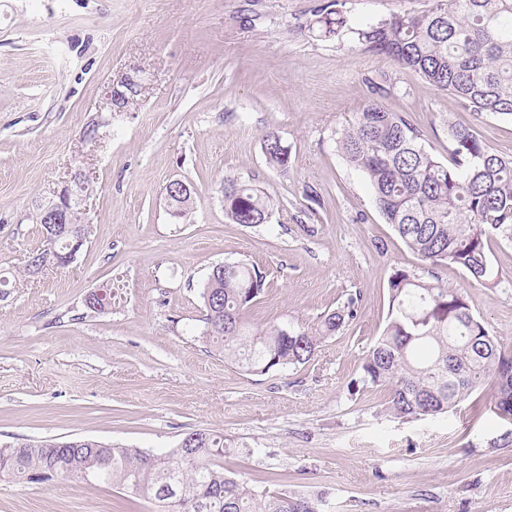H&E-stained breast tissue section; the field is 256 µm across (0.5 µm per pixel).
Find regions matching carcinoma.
<instances>
[{"label":"carcinoma","mask_w":512,"mask_h":512,"mask_svg":"<svg viewBox=\"0 0 512 512\" xmlns=\"http://www.w3.org/2000/svg\"><path fill=\"white\" fill-rule=\"evenodd\" d=\"M321 33L340 34L339 12L324 10ZM359 47L385 55L479 116L512 120V0H428L418 12L396 13L354 31ZM446 163L422 144L421 132L377 103L356 113L338 137L346 159L369 181L375 203L421 261L454 265L485 288L500 283L490 243L512 242V157L493 151L469 128L447 124ZM267 163L288 167L277 132L263 137ZM276 204L235 178L224 179V215L233 224H266ZM266 278L245 262L213 267L200 298L206 341L250 374L308 363L322 342L354 317V299L321 317L315 330L275 323L252 327L249 308ZM388 323L362 363L363 385L390 389L399 418L437 416L458 407L485 380L484 409L512 415V351L470 312L467 298L438 277L396 270L388 282ZM195 447L162 454L94 439H26L0 445V480L95 483L148 501L159 512H319L315 500L277 488L256 490L224 472V434L195 430Z\"/></svg>","instance_id":"obj_1"}]
</instances>
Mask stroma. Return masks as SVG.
Segmentation results:
<instances>
[{"label":"stroma","instance_id":"35a3bbf8","mask_svg":"<svg viewBox=\"0 0 512 512\" xmlns=\"http://www.w3.org/2000/svg\"><path fill=\"white\" fill-rule=\"evenodd\" d=\"M336 5L341 35L315 13ZM425 0H0V443L94 438L164 453L185 434L224 435V467L256 488L320 498L322 512H512L505 423L462 403L396 418L389 390L360 385L388 316L398 269L428 278L378 210L338 132L371 103L399 112L448 158L447 123L512 156V121L476 119L445 92L380 55L354 31ZM140 85L109 108L108 85ZM99 123L100 138L83 133ZM288 147L271 168L267 131ZM89 173L87 244L63 268L22 274L43 238L34 201ZM256 186L269 223L224 216V180ZM194 204L172 216L166 184ZM497 287L455 266L442 281L512 349V243H491ZM243 261L267 287L247 318L311 329L354 301L356 315L307 364L263 375L205 342L200 290L211 267ZM111 286L104 314L89 291ZM156 512L125 491L60 481H0V512Z\"/></svg>","mask_w":512,"mask_h":512}]
</instances>
